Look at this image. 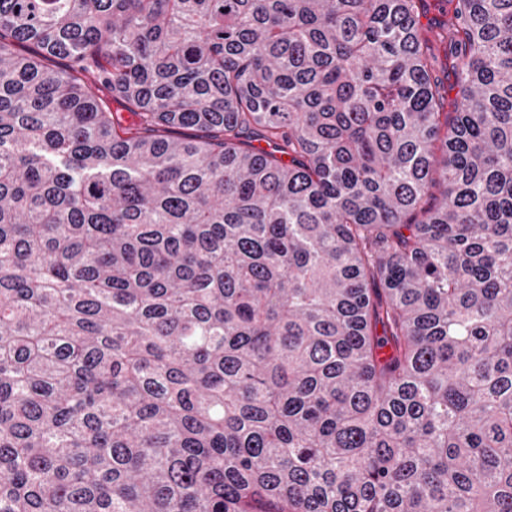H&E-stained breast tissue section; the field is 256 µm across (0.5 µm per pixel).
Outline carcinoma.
I'll return each mask as SVG.
<instances>
[{
    "mask_svg": "<svg viewBox=\"0 0 512 512\" xmlns=\"http://www.w3.org/2000/svg\"><path fill=\"white\" fill-rule=\"evenodd\" d=\"M444 2L0 0V512H512V0Z\"/></svg>",
    "mask_w": 512,
    "mask_h": 512,
    "instance_id": "cac0c4a2",
    "label": "carcinoma"
}]
</instances>
